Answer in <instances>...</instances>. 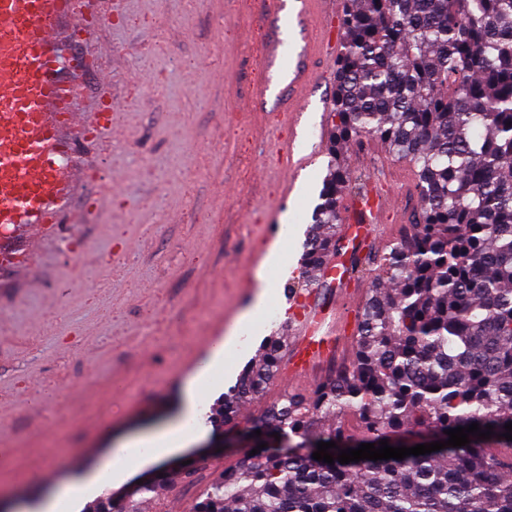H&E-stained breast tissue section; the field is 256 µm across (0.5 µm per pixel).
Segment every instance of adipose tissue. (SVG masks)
<instances>
[{
  "mask_svg": "<svg viewBox=\"0 0 512 512\" xmlns=\"http://www.w3.org/2000/svg\"><path fill=\"white\" fill-rule=\"evenodd\" d=\"M269 297L268 289H261L255 303L240 315L236 323V333L230 334L224 342L216 345L210 358L189 380L186 388L188 411L183 421L169 425L156 434L127 441L96 472L60 489L55 498L46 504L45 512H59L61 505L76 503L83 497L100 492L108 485L122 482L149 460L164 458L196 441L202 430L195 427L194 422L199 415L201 392L212 369L236 352L238 330L253 324L262 315Z\"/></svg>",
  "mask_w": 512,
  "mask_h": 512,
  "instance_id": "adipose-tissue-1",
  "label": "adipose tissue"
}]
</instances>
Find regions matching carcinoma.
I'll return each mask as SVG.
<instances>
[{"mask_svg": "<svg viewBox=\"0 0 512 512\" xmlns=\"http://www.w3.org/2000/svg\"><path fill=\"white\" fill-rule=\"evenodd\" d=\"M338 28L328 175L301 258L308 286L336 250L338 194L367 192L348 145L383 141L414 169L418 197L412 232L356 263L375 277L351 367L252 422L258 453L218 478L203 480L193 462L85 512H139L135 497L178 472L198 485L196 512H512V455L501 452L512 448V0H346ZM284 346L268 337L207 421L238 426ZM474 422L493 426L491 438L402 460L312 457L321 441L336 457L384 439L398 447L406 434L443 442Z\"/></svg>", "mask_w": 512, "mask_h": 512, "instance_id": "carcinoma-1", "label": "carcinoma"}]
</instances>
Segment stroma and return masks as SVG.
Here are the masks:
<instances>
[{
	"label": "stroma",
	"instance_id": "obj_1",
	"mask_svg": "<svg viewBox=\"0 0 512 512\" xmlns=\"http://www.w3.org/2000/svg\"><path fill=\"white\" fill-rule=\"evenodd\" d=\"M295 0H91L116 21L70 51L112 73L120 104L112 139L85 145L103 176L81 186L59 238L32 240L22 266L0 276V512H27L93 471L113 448L165 428L185 385L258 291L262 227L289 223V274L266 307L273 323L244 339L204 390L211 407L268 336L289 333L288 288L328 173L326 130L335 60L314 55L296 127L283 98L260 99L262 57L284 35ZM304 160L277 196L285 151ZM203 156L192 163L191 152ZM349 167L396 196L380 232L409 229L413 171L377 138L346 153ZM75 243L79 258L61 247Z\"/></svg>",
	"mask_w": 512,
	"mask_h": 512
}]
</instances>
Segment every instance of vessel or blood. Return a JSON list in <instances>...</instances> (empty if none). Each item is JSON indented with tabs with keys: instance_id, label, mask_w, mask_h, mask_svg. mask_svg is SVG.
<instances>
[{
	"instance_id": "vessel-or-blood-1",
	"label": "vessel or blood",
	"mask_w": 512,
	"mask_h": 512,
	"mask_svg": "<svg viewBox=\"0 0 512 512\" xmlns=\"http://www.w3.org/2000/svg\"><path fill=\"white\" fill-rule=\"evenodd\" d=\"M328 3L298 0V15L307 19L310 30L285 76L291 120L307 106V59L332 48L323 24L331 15ZM80 8L81 0H0V232L31 237L54 228L70 210L74 178L86 177L91 167L76 153L75 135L112 136L111 76L95 62H87L98 93L93 106L83 108V87L66 77V62L57 47L60 20L78 14ZM388 200V194L376 187L367 199L355 200L318 285L292 299L293 336L280 382L315 381L333 351L335 335L346 331L349 310L328 308L326 293L331 287L349 290L354 276L346 257L379 248L375 220Z\"/></svg>"
}]
</instances>
